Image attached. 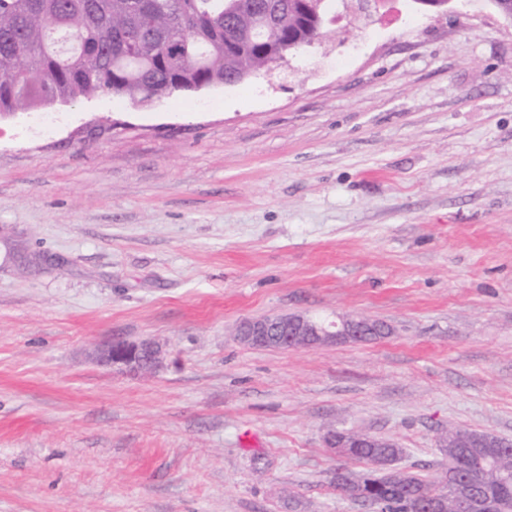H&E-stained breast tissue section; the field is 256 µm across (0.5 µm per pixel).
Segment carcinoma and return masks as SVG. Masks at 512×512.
<instances>
[{"label":"carcinoma","mask_w":512,"mask_h":512,"mask_svg":"<svg viewBox=\"0 0 512 512\" xmlns=\"http://www.w3.org/2000/svg\"><path fill=\"white\" fill-rule=\"evenodd\" d=\"M327 0H0V114L100 95L149 103L239 83L274 67L273 43L298 51L326 27ZM446 432L448 469L430 479L392 469L402 449L344 432L336 453L371 469L336 471V487L372 512H460L459 499L492 498L512 512V446L463 453Z\"/></svg>","instance_id":"1"}]
</instances>
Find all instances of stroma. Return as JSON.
Returning a JSON list of instances; mask_svg holds the SVG:
<instances>
[{"mask_svg": "<svg viewBox=\"0 0 512 512\" xmlns=\"http://www.w3.org/2000/svg\"><path fill=\"white\" fill-rule=\"evenodd\" d=\"M332 29L284 79L0 117V512H363L330 432L424 478L448 427L512 440V22ZM289 313L392 332L236 341ZM144 340L153 372L99 358Z\"/></svg>", "mask_w": 512, "mask_h": 512, "instance_id": "stroma-1", "label": "stroma"}]
</instances>
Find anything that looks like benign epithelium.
Here are the masks:
<instances>
[{"instance_id": "1", "label": "benign epithelium", "mask_w": 512, "mask_h": 512, "mask_svg": "<svg viewBox=\"0 0 512 512\" xmlns=\"http://www.w3.org/2000/svg\"><path fill=\"white\" fill-rule=\"evenodd\" d=\"M371 0H342L343 9L355 21L370 19ZM373 321L345 318L336 323H319L302 314L264 316L240 323L236 329L239 342L257 348L290 350L325 343L359 340L369 335ZM105 358L114 365L150 371L160 363V351L150 343H114Z\"/></svg>"}]
</instances>
